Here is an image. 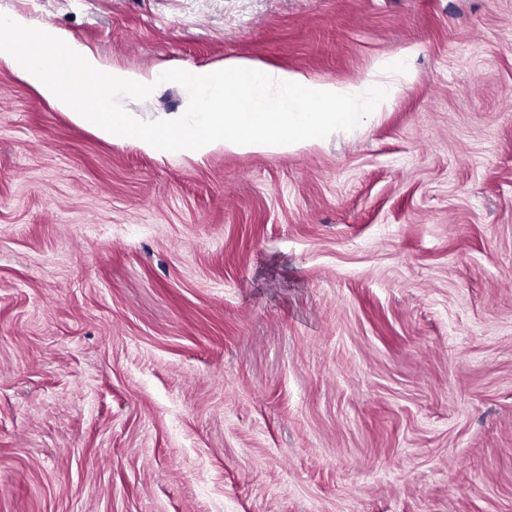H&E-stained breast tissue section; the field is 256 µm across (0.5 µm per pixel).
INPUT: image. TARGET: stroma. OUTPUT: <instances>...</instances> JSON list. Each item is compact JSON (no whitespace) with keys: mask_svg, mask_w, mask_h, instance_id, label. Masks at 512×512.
Returning <instances> with one entry per match:
<instances>
[{"mask_svg":"<svg viewBox=\"0 0 512 512\" xmlns=\"http://www.w3.org/2000/svg\"><path fill=\"white\" fill-rule=\"evenodd\" d=\"M0 13L124 69L411 72L362 130L195 158L0 63V512H512V0Z\"/></svg>","mask_w":512,"mask_h":512,"instance_id":"35a3bbf8","label":"stroma"}]
</instances>
